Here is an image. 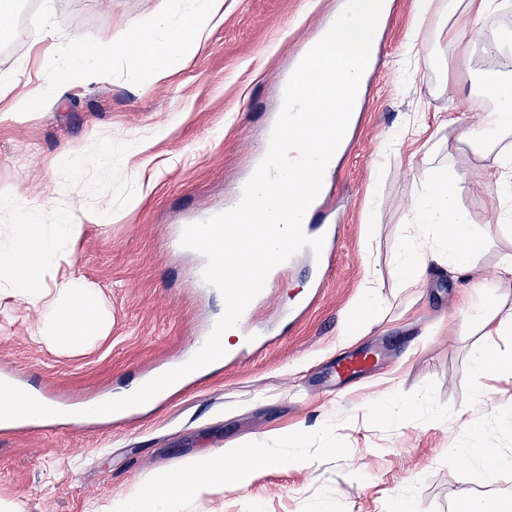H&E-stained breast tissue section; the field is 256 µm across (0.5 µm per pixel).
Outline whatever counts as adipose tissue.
<instances>
[{
	"label": "adipose tissue",
	"instance_id": "adipose-tissue-1",
	"mask_svg": "<svg viewBox=\"0 0 512 512\" xmlns=\"http://www.w3.org/2000/svg\"><path fill=\"white\" fill-rule=\"evenodd\" d=\"M502 0H469L465 20L448 30V44L465 55L473 43L493 52L503 44L502 32L487 30L486 16L497 13ZM224 15V0H197L190 11H181L178 0L143 20L128 23L117 33L103 37L63 38L47 19H39L42 37L51 45L55 63L52 81L40 83L16 95L9 106L13 120H24L46 105L55 83L80 85L109 73L112 58L124 52L129 82L149 87L167 77L197 48L204 34ZM491 108L482 110L477 126L462 133L485 161V170L498 187L492 201L496 223L512 221V150L494 149L497 135L512 128V81L494 80L483 88ZM412 216L401 237L394 260V273L403 287H416L430 263L444 264L459 274L474 270V255L480 246L468 212L457 196L455 180L446 169L424 174L412 185ZM0 207L16 212L21 233L15 245L0 248V288L15 291L26 309L38 314L32 330L35 342L52 347L80 348L108 334L111 321L102 311L98 291L75 276L72 244L90 224L110 222L109 210L76 201L56 223L44 221L45 203H30L15 190H0ZM457 311L477 319L484 340L474 351L472 371L478 384L470 406L460 410L456 422L473 439L454 444L447 453L478 464L476 478L493 484L502 467L512 462L501 449L482 445L477 434L491 399L484 378L507 369L512 371V348L499 349L494 339L512 333V292L479 282L464 289ZM305 430L287 435L270 432L267 439L234 446L216 454L201 451L171 468H159L127 490L113 496L105 512H184V503L203 492L223 488L225 476L241 486L249 485L268 470H302L308 461L287 439L308 438Z\"/></svg>",
	"mask_w": 512,
	"mask_h": 512
}]
</instances>
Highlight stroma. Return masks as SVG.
Masks as SVG:
<instances>
[{
    "mask_svg": "<svg viewBox=\"0 0 512 512\" xmlns=\"http://www.w3.org/2000/svg\"><path fill=\"white\" fill-rule=\"evenodd\" d=\"M467 0H391L381 30L377 72L367 85L363 124L337 166L329 207L344 215L335 277L322 293L317 264L288 266L259 302L258 321L275 340L232 367H218L134 421L68 422L22 432L0 426V501L15 512H91L150 471L202 450L262 439L272 430L312 425L329 416L331 433L303 443L309 469L272 471L245 487L190 500L186 512H323L341 498L352 512H394L405 493L419 512H453L463 496L485 491L494 504L512 500V467L480 488L471 462L443 456L449 440H468L454 422L471 404V357L477 324L459 318L451 331L435 324L454 311L469 278L430 267L422 288L404 292L392 273L402 228L410 221L411 187L426 169L457 172L458 201L483 245L474 275H498L512 252V226L491 223L495 184L479 176L482 161L461 133L483 105L481 81L512 77V64L491 67L482 45L466 60L448 53V30ZM163 0H38L64 37L116 33L156 12ZM337 0H224V18L176 71L150 89L131 84L123 55L110 78L66 86L52 106L17 122L11 98L51 75L50 47L25 26L0 48V188L52 197L56 210L76 199L110 208L111 222L85 229L74 247L75 275L101 290L112 316L109 334L63 352L34 344L35 321L21 300L0 288V367L13 368L51 396L99 400L188 352L204 327L225 311L219 291L195 277L197 255L170 249L175 225L223 209L250 170L279 107L292 50L336 8ZM453 125H441L444 114ZM112 164L97 162L102 143ZM374 277L389 311L341 342L339 327L358 287ZM311 299L308 311L301 310ZM370 349L378 363L343 389L324 385L344 351ZM423 396L418 415L362 418L355 397L388 387Z\"/></svg>",
    "mask_w": 512,
    "mask_h": 512,
    "instance_id": "stroma-1",
    "label": "stroma"
}]
</instances>
